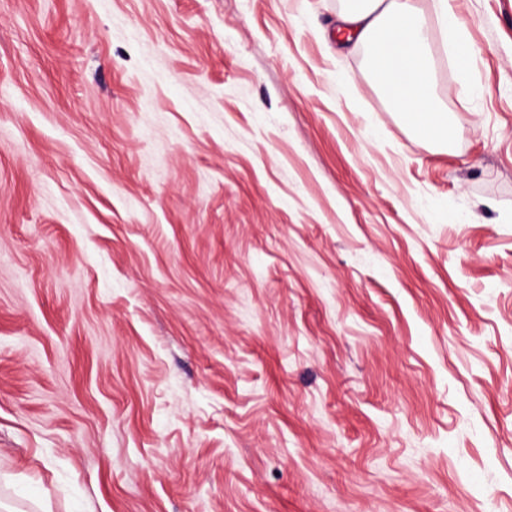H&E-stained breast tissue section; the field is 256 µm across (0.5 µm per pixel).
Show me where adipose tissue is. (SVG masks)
Here are the masks:
<instances>
[{
    "label": "adipose tissue",
    "mask_w": 512,
    "mask_h": 512,
    "mask_svg": "<svg viewBox=\"0 0 512 512\" xmlns=\"http://www.w3.org/2000/svg\"><path fill=\"white\" fill-rule=\"evenodd\" d=\"M340 21L368 47L374 76L406 125L425 142L447 141L435 106L432 33L421 0H351Z\"/></svg>",
    "instance_id": "obj_1"
}]
</instances>
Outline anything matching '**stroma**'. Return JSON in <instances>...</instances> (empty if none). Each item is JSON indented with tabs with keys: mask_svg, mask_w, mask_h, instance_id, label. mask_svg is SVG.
Here are the masks:
<instances>
[{
	"mask_svg": "<svg viewBox=\"0 0 512 512\" xmlns=\"http://www.w3.org/2000/svg\"><path fill=\"white\" fill-rule=\"evenodd\" d=\"M431 146L342 0H0V504L512 512V0Z\"/></svg>",
	"mask_w": 512,
	"mask_h": 512,
	"instance_id": "35a3bbf8",
	"label": "stroma"
}]
</instances>
